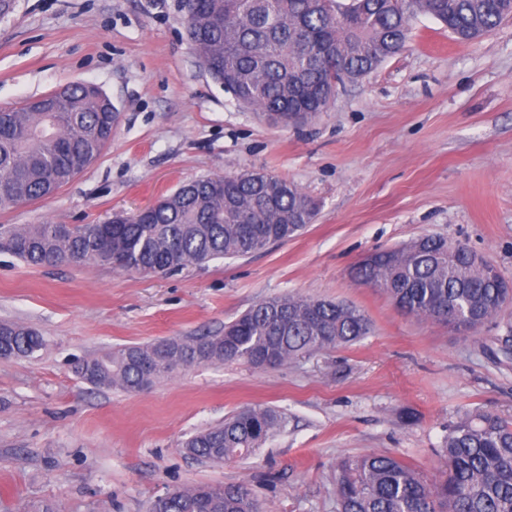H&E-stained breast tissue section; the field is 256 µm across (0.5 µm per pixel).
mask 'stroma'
<instances>
[{"instance_id": "1", "label": "stroma", "mask_w": 512, "mask_h": 512, "mask_svg": "<svg viewBox=\"0 0 512 512\" xmlns=\"http://www.w3.org/2000/svg\"><path fill=\"white\" fill-rule=\"evenodd\" d=\"M406 50L327 112L280 128L241 108L184 40L180 0H14L0 15V107L68 83L120 112L111 145L53 196L0 210L1 224H98L190 181L263 170L319 205L283 244L166 276L33 267L0 253V322L44 347L0 360V512H145L175 487L257 486L266 512H338L336 464L393 452L432 480L448 425L466 410L512 420V315L476 335L401 312L353 272L365 256L438 235L512 280V19L462 43L431 16ZM305 295L360 309V342L274 369L201 365L130 394L81 382L76 360L216 332L261 299ZM247 404L286 425L255 455L221 465L181 444Z\"/></svg>"}]
</instances>
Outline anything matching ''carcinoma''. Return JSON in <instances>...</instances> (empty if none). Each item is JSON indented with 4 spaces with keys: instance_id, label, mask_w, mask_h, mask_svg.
I'll return each instance as SVG.
<instances>
[{
    "instance_id": "cac0c4a2",
    "label": "carcinoma",
    "mask_w": 512,
    "mask_h": 512,
    "mask_svg": "<svg viewBox=\"0 0 512 512\" xmlns=\"http://www.w3.org/2000/svg\"><path fill=\"white\" fill-rule=\"evenodd\" d=\"M185 37L206 74L244 107L312 119L337 87L377 70L407 46L411 20L428 14L462 42L512 18V0H185ZM119 113L98 88L70 83L21 107H0V209L46 198L70 183L112 142ZM318 206L294 183L240 172L179 186L153 205L121 213L116 224L0 225V244L28 265L110 266L163 276L219 258L247 257L313 223ZM401 311L476 332L512 304V283L466 246L424 236L372 253L355 267ZM368 318L341 301L282 295L255 303L224 329L126 345L78 362L73 372L99 390L136 392L202 363H284L352 345ZM43 337L0 323V353L30 356ZM493 360H512V336ZM285 424L274 407L246 405L187 439L183 451L222 464L254 454ZM442 454L448 474L423 480L390 453L341 458L335 494L341 512H512V422L467 412L448 425ZM147 512H265L249 483L176 487Z\"/></svg>"
}]
</instances>
